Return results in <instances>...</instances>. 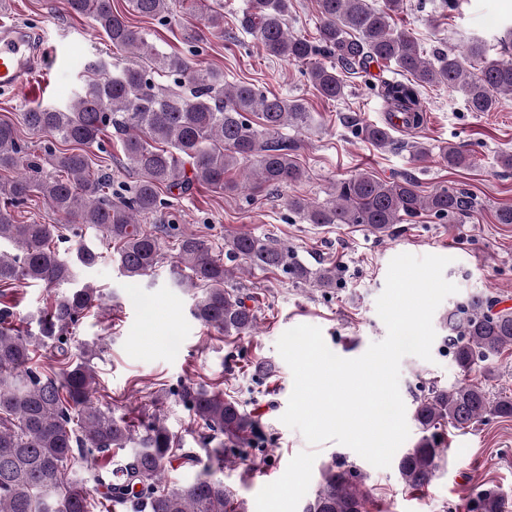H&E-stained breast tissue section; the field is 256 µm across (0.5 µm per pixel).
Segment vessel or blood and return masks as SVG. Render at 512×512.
<instances>
[{
  "instance_id": "b4317fda",
  "label": "vessel or blood",
  "mask_w": 512,
  "mask_h": 512,
  "mask_svg": "<svg viewBox=\"0 0 512 512\" xmlns=\"http://www.w3.org/2000/svg\"><path fill=\"white\" fill-rule=\"evenodd\" d=\"M39 39L27 29L12 25L0 28V89L29 84L35 72Z\"/></svg>"
}]
</instances>
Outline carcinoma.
Masks as SVG:
<instances>
[{"mask_svg":"<svg viewBox=\"0 0 512 512\" xmlns=\"http://www.w3.org/2000/svg\"><path fill=\"white\" fill-rule=\"evenodd\" d=\"M186 3L204 11L209 29L224 32V13L199 0H129L134 12L160 22ZM289 3L247 0L238 27L268 55L306 66L311 86L327 100L344 98L343 74L365 73L373 63L393 64L410 76L385 81L379 91L407 129L424 124L427 86L456 90L471 112H494L512 96V61L489 56L478 37L459 49L423 54L416 39L394 23L405 0H382L379 6L371 0H316L319 22L312 40L289 31ZM67 4L105 34L114 52L94 57L88 65L92 77L67 104L20 113V124L47 137L42 155L28 152L14 122L0 120V242L15 249H0V288L72 285L39 311L35 332L17 325L9 307L0 308V512H112L117 506L132 512H246L219 473L226 462L224 442L252 445L258 420L224 392L222 381L181 386L175 396L200 424L201 456L184 447L158 408L134 420L94 403L95 352L73 348L72 330L98 306L100 293L77 284L75 269L103 259L100 247L83 238L86 228L100 233V242L112 249V264L129 279L155 270L162 235H170L173 283L193 292L192 316L227 340L259 327L248 297L224 287L237 272L281 271L296 283L336 287V264L311 269L268 236L236 234L221 257L196 234L176 232L174 224H145L198 186L253 196L302 183L299 145L281 130L307 125L310 113L300 99L250 83L228 84L217 70H195L181 53L158 50L112 9V0ZM124 53L149 59L173 78L174 87L159 88L153 71L121 62ZM391 131L386 125H352L356 137L381 149L394 143ZM114 139L138 175L128 195L112 191V179L93 168L87 153L93 146L104 151ZM59 143L73 148L60 149ZM439 157L451 170L470 165V156L453 145L442 146ZM235 168L242 171L240 182L227 178ZM35 194L65 225L16 223V209ZM474 207L475 198L460 188L439 185L425 194L411 176L388 181L368 172L337 181L323 202L288 199V209L310 224H361L382 236L422 215L454 220ZM63 229L78 238L70 257L58 249ZM498 304L480 291L448 311V349L461 372L488 376L495 359L512 354V310H498ZM487 416L512 418V395L495 396L476 381L433 385L416 397L413 419L424 436L397 458L404 484L420 489L435 477L442 449L430 430L443 421L463 430ZM175 461L195 470L191 482L169 479ZM357 478L351 466H326L304 512H368L369 496ZM88 481L106 487L108 495L89 497ZM470 500L471 512H504L494 490L477 486Z\"/></svg>","mask_w":512,"mask_h":512,"instance_id":"obj_1","label":"carcinoma"}]
</instances>
